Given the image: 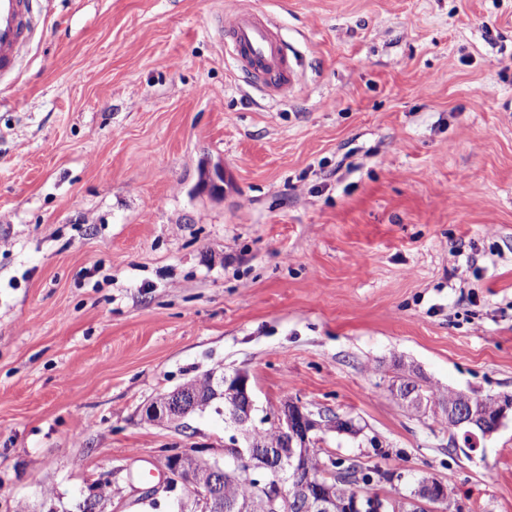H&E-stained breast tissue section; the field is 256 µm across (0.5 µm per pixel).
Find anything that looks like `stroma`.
I'll use <instances>...</instances> for the list:
<instances>
[{
	"label": "stroma",
	"instance_id": "35a3bbf8",
	"mask_svg": "<svg viewBox=\"0 0 512 512\" xmlns=\"http://www.w3.org/2000/svg\"><path fill=\"white\" fill-rule=\"evenodd\" d=\"M243 2L286 99L234 67L230 0H42L0 80V512L103 481L102 512H172L144 472L234 428L145 409L213 369L256 417L352 418L318 447L388 473L373 492L512 512V419L469 455L392 392L512 394V0ZM226 45L238 71L269 96L286 98L296 72L276 25L262 12L233 7L220 17ZM404 501L410 504L414 510L420 512L421 510H431V504L447 502L449 504L450 498L447 487L428 479L419 483Z\"/></svg>",
	"mask_w": 512,
	"mask_h": 512
}]
</instances>
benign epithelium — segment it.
<instances>
[{
    "label": "benign epithelium",
    "instance_id": "benign-epithelium-1",
    "mask_svg": "<svg viewBox=\"0 0 512 512\" xmlns=\"http://www.w3.org/2000/svg\"><path fill=\"white\" fill-rule=\"evenodd\" d=\"M216 383L224 391V417L237 429L251 422L256 405L247 372L235 370L226 373ZM188 411L189 408L184 403L175 405L165 395L148 406L147 419L178 424ZM510 415L512 394L475 397L457 390L448 394L441 412L438 413L442 420L448 422L455 436L471 440L474 452L480 447L478 439L484 440L492 436ZM261 423L269 424L279 435L278 447L264 448L260 443L249 441L247 449L244 450L238 445L237 436L233 435L225 448L236 449V456L246 467L247 473L257 476L265 512H277L278 500L290 493L293 494L294 507L299 512H336V500L316 488L310 475L299 469L297 449L306 447L309 442L328 432L354 435L357 429L353 421L349 418L316 414L298 402L288 401L275 412L262 417ZM285 460L295 475L289 493L285 492L284 484L276 477L279 466ZM164 467L165 490L173 491L182 485L192 493L188 501L183 503V507L190 506L194 512L199 509L205 512H233L236 509V504L224 501V466L219 461L173 450L165 456ZM203 470L211 475V493L202 490L198 481ZM449 501L447 487L429 479L419 483L411 495L405 498V502L416 512H429L432 505Z\"/></svg>",
    "mask_w": 512,
    "mask_h": 512
}]
</instances>
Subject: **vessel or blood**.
<instances>
[{
    "mask_svg": "<svg viewBox=\"0 0 512 512\" xmlns=\"http://www.w3.org/2000/svg\"><path fill=\"white\" fill-rule=\"evenodd\" d=\"M37 0H0V77L14 74L32 48ZM238 71L269 96L285 98L296 72L276 25L262 12L234 7L220 18Z\"/></svg>",
    "mask_w": 512,
    "mask_h": 512,
    "instance_id": "1",
    "label": "vessel or blood"
}]
</instances>
